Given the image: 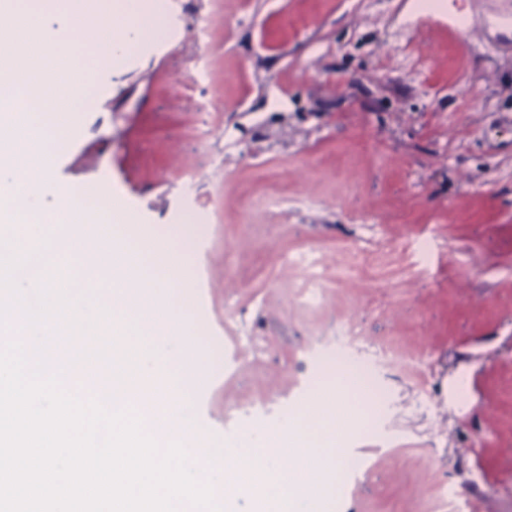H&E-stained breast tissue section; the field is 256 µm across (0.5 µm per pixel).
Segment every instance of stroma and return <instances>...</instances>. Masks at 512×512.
<instances>
[{
    "label": "stroma",
    "mask_w": 512,
    "mask_h": 512,
    "mask_svg": "<svg viewBox=\"0 0 512 512\" xmlns=\"http://www.w3.org/2000/svg\"><path fill=\"white\" fill-rule=\"evenodd\" d=\"M167 5L173 36L93 71L53 174L183 251L191 319L223 351L193 400L213 448L300 408L341 354L369 396L334 512H443L446 490L455 512H512L506 0ZM407 236L425 252L397 251Z\"/></svg>",
    "instance_id": "stroma-1"
}]
</instances>
